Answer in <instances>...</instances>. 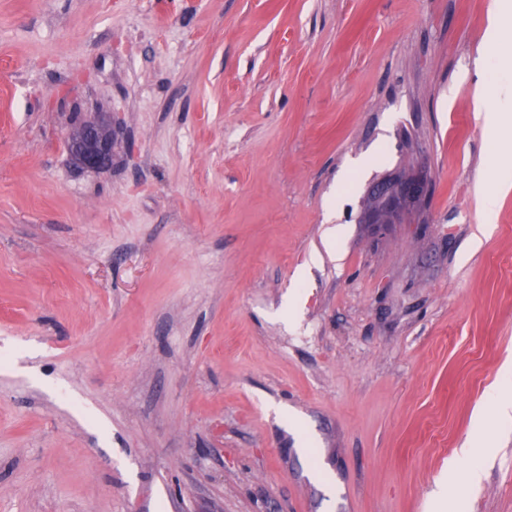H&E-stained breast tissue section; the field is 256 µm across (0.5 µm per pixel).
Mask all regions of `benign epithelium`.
Returning a JSON list of instances; mask_svg holds the SVG:
<instances>
[{"instance_id":"obj_1","label":"benign epithelium","mask_w":512,"mask_h":512,"mask_svg":"<svg viewBox=\"0 0 512 512\" xmlns=\"http://www.w3.org/2000/svg\"><path fill=\"white\" fill-rule=\"evenodd\" d=\"M71 153L87 168H101L112 159V129L103 121H85L69 131ZM431 183L424 172L390 177L376 183L373 197L379 202L363 214L365 224H401L412 208L425 200Z\"/></svg>"}]
</instances>
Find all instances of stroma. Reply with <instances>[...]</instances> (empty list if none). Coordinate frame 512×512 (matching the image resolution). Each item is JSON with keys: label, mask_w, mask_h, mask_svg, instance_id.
I'll list each match as a JSON object with an SVG mask.
<instances>
[{"label": "stroma", "mask_w": 512, "mask_h": 512, "mask_svg": "<svg viewBox=\"0 0 512 512\" xmlns=\"http://www.w3.org/2000/svg\"><path fill=\"white\" fill-rule=\"evenodd\" d=\"M493 6L0 0V512H512ZM71 153L87 168H101L112 159V129L103 121H84L67 134ZM373 197L379 206L369 207L363 214L366 224H401L406 222L412 208L429 195L431 183L424 172L402 177H390L376 183ZM478 450L479 448H477L473 440L467 441L462 448L457 450L454 462L455 467L452 469L454 475L457 470L469 483L474 484L480 481L483 474L482 467L474 463L478 456Z\"/></svg>", "instance_id": "stroma-1"}]
</instances>
